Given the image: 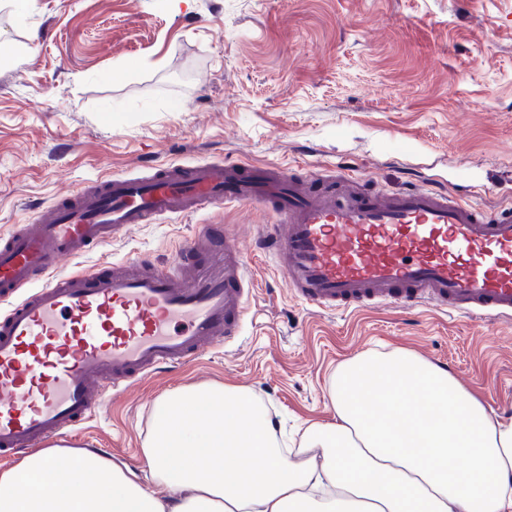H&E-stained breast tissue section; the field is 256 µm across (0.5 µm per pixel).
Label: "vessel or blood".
<instances>
[{
  "mask_svg": "<svg viewBox=\"0 0 512 512\" xmlns=\"http://www.w3.org/2000/svg\"><path fill=\"white\" fill-rule=\"evenodd\" d=\"M320 192L282 166L158 163L102 176L0 237V458L70 434L93 398L236 340L253 281L236 241L200 225L172 263L73 268L136 224L257 203L259 238L289 294L323 310L394 305L512 320V209L447 190Z\"/></svg>",
  "mask_w": 512,
  "mask_h": 512,
  "instance_id": "b4317fda",
  "label": "vessel or blood"
}]
</instances>
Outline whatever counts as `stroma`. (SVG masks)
<instances>
[{"mask_svg":"<svg viewBox=\"0 0 512 512\" xmlns=\"http://www.w3.org/2000/svg\"><path fill=\"white\" fill-rule=\"evenodd\" d=\"M221 159L309 181L348 162L369 191L512 205V0H30L23 15L0 0V235L100 176ZM271 221L257 204L212 208L79 259L162 264L199 225H228L256 292L236 341L106 399L69 447L160 494L142 453L160 400L243 388L298 437L335 420L336 373L371 352L445 366L491 419L512 415V322L310 308L255 248Z\"/></svg>","mask_w":512,"mask_h":512,"instance_id":"obj_1","label":"stroma"}]
</instances>
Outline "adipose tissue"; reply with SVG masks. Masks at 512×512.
I'll return each mask as SVG.
<instances>
[{"instance_id":"adipose-tissue-1","label":"adipose tissue","mask_w":512,"mask_h":512,"mask_svg":"<svg viewBox=\"0 0 512 512\" xmlns=\"http://www.w3.org/2000/svg\"><path fill=\"white\" fill-rule=\"evenodd\" d=\"M335 421L288 460L251 393L190 387L156 407L143 454L166 497L80 453L56 493L37 487L63 448L0 472V512H512V416L491 420L447 369L397 352L342 365Z\"/></svg>"}]
</instances>
